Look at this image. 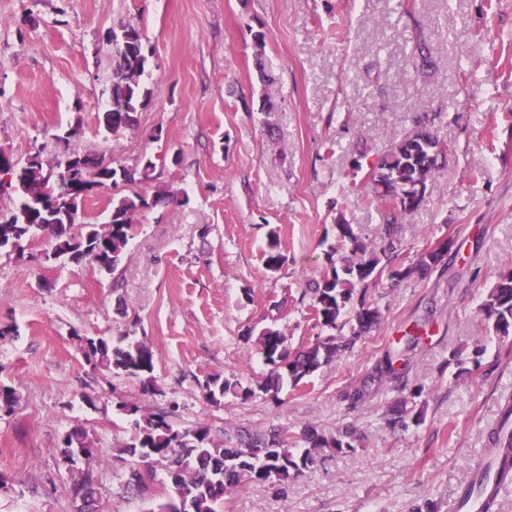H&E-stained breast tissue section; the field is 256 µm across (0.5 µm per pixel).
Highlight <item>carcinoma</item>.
<instances>
[{
  "mask_svg": "<svg viewBox=\"0 0 512 512\" xmlns=\"http://www.w3.org/2000/svg\"><path fill=\"white\" fill-rule=\"evenodd\" d=\"M109 40L115 46L116 64L112 70V109L106 112L107 128L114 133L137 125V113L151 99L152 89L142 81L153 58V51L143 41L138 27L128 23L110 31ZM266 35L253 34L255 65L261 86L266 88L273 78L266 70ZM413 57L421 68L432 66V56L425 39L417 38ZM428 115L416 120L415 128L407 131L378 160L367 176L366 185L372 199L385 213L379 234L385 245L379 249L360 240L351 224L336 225L339 243L352 246V256L337 264L333 249L328 255L330 268L320 279L310 284L312 319L326 330L341 331L350 327L347 336L317 337L298 351L288 348L287 336L279 328L266 327L258 335L247 333L268 366L259 388L264 393L277 395L284 380L295 387L320 367L331 363L343 352L353 348L357 340L371 333L381 322L382 312L369 299L372 288L380 287V279L388 275L402 280L417 274L425 277L442 257L441 252L429 250L407 267L394 264L402 243L397 237L396 213L415 211L424 198L428 182L442 167L448 151L437 132L428 127ZM56 173H44L43 161L36 155L21 169L23 178L15 189L21 192V202L6 219L0 220V250L8 249L19 255L25 253L28 243L36 236L45 238L51 247L50 255L57 259L69 257L86 260L100 271L113 275L118 270L130 240L133 238L139 215L158 206L177 200L175 193L159 187L148 198L138 192L127 195L122 188H132L152 178L155 165L147 161L132 166H112L104 157L73 154L56 165ZM112 192V208L107 228L99 230L94 224L80 221L87 198L97 191ZM286 257L276 231H271L264 262L268 270L278 271ZM480 312L493 332L500 336L512 334V272L499 277L482 303ZM84 356L93 366H101L115 374L141 380L144 387L152 386L151 373L154 358L149 345L142 340H131L124 345H112L104 338L85 339ZM370 380L383 385L394 384L401 396L390 409L391 427L407 426V421L422 420L423 409L417 399L424 393V385L408 386L394 367V356L387 355L375 368ZM205 398L220 402L227 395L244 399L253 395L234 378L212 376L204 383ZM119 409L133 417L134 430L121 452L133 458L127 486L142 498H154L146 483L153 474V465H163L169 478L168 499L148 509V512H178L183 504L185 512H219L224 496L242 483L284 485L301 475L326 450L338 454L355 450L361 435L352 427H344L331 434L320 432L315 426L302 429L300 441L304 448H290L279 432L268 435L238 430L219 442L210 429L199 425L181 431L174 427L172 417L178 405L175 402L157 411L123 402ZM512 405H507L501 423L490 433L492 454L509 461L508 468H500L496 481L512 478ZM61 458L69 460L75 472L69 487L72 500L78 503V512H98L99 491L92 472L78 464L92 456L90 443L84 432L73 430L60 443ZM493 464L474 474L466 486L469 494L481 493L491 477Z\"/></svg>",
  "mask_w": 512,
  "mask_h": 512,
  "instance_id": "obj_1",
  "label": "carcinoma"
}]
</instances>
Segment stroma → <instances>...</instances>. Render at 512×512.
<instances>
[{
	"mask_svg": "<svg viewBox=\"0 0 512 512\" xmlns=\"http://www.w3.org/2000/svg\"><path fill=\"white\" fill-rule=\"evenodd\" d=\"M138 27L154 49L143 77L153 96L134 128L105 127L114 48L108 31ZM266 34L274 112L259 111L252 45ZM434 64L415 66L416 37ZM435 114L450 152L413 213L397 215L399 264L448 250L426 278L382 280V321L352 352L278 397L259 392L266 367L247 330L275 326L290 348L322 330L307 309V279L354 225L378 243L383 217L361 183L379 157ZM0 151L51 169L70 155L132 165L177 203L143 213L116 275L45 259L43 239L21 257L0 251V385L19 404L0 413V512H77L60 455L86 432L100 512H145L125 494L133 467L126 401L177 400L179 428L204 423L215 438L247 428L324 433L355 424L362 441L327 453L277 486L244 485L221 512H410L433 501L454 512L457 493L489 455V434L512 402V336L489 332L479 306L512 271V0H0ZM286 256L264 264L270 232ZM143 340L154 352V391L87 363L85 338ZM415 337L407 345V337ZM389 351L425 387L424 419L385 425L398 393L369 377ZM219 374L254 394L206 401ZM366 386L361 402L352 391Z\"/></svg>",
	"mask_w": 512,
	"mask_h": 512,
	"instance_id": "35a3bbf8",
	"label": "stroma"
}]
</instances>
